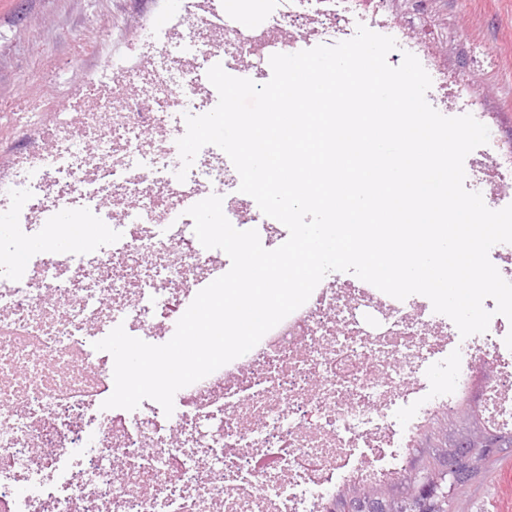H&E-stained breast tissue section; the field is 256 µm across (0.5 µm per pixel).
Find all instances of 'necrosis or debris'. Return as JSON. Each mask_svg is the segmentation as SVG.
Listing matches in <instances>:
<instances>
[{
	"label": "necrosis or debris",
	"instance_id": "1",
	"mask_svg": "<svg viewBox=\"0 0 512 512\" xmlns=\"http://www.w3.org/2000/svg\"><path fill=\"white\" fill-rule=\"evenodd\" d=\"M220 7L234 13L239 0H183L165 26L144 27L135 53L88 75L35 145L0 167V213L12 217L0 252L19 256L0 265V325L12 328L0 335V512H86L95 491L101 512H323L336 490L400 477L429 416L471 397L476 361L486 367L485 423L512 431L501 320L478 339L447 336L404 301L331 274L248 364L179 390L172 415L152 400L104 408L114 360L94 349L96 332L120 324L143 340L171 338L193 288L223 264V251L195 236L187 203L220 194L230 223L269 240L283 234L235 199L239 174L218 147H203L186 179L176 177L186 115L218 103L211 66L261 78L273 54L351 39L362 24L395 38L393 59L418 58L434 109L487 120L475 87L440 70L380 0H265V20L246 28L214 26ZM64 212L103 225L111 245L63 255ZM443 339L455 349L454 383L430 390L424 368ZM401 402L411 413L398 423ZM95 456L122 464L105 475L91 468Z\"/></svg>",
	"mask_w": 512,
	"mask_h": 512
}]
</instances>
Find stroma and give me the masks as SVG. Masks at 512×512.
I'll use <instances>...</instances> for the list:
<instances>
[{"label":"stroma","instance_id":"35a3bbf8","mask_svg":"<svg viewBox=\"0 0 512 512\" xmlns=\"http://www.w3.org/2000/svg\"><path fill=\"white\" fill-rule=\"evenodd\" d=\"M180 6L181 0H0V99L20 107L38 99L54 112L79 94L86 73L137 44L144 22ZM404 19L438 42L441 65L473 82L494 116L488 143L464 161L466 188L485 198L497 193L500 206L512 204V179L496 185L485 179L500 147L512 145V0H426L423 11ZM81 36L95 42L93 53H76ZM504 463L466 485L454 512H488L512 498Z\"/></svg>","mask_w":512,"mask_h":512}]
</instances>
